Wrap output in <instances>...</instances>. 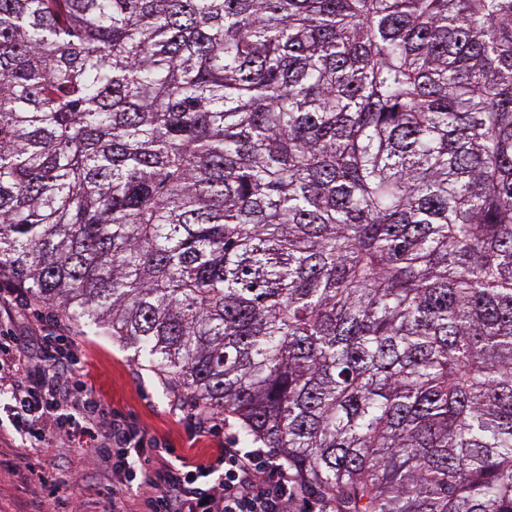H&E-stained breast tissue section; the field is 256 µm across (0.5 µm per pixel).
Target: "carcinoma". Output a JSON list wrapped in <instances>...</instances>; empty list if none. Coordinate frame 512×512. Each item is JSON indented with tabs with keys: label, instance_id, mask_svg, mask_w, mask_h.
Listing matches in <instances>:
<instances>
[{
	"label": "carcinoma",
	"instance_id": "carcinoma-1",
	"mask_svg": "<svg viewBox=\"0 0 512 512\" xmlns=\"http://www.w3.org/2000/svg\"><path fill=\"white\" fill-rule=\"evenodd\" d=\"M328 512H512V0H0V278Z\"/></svg>",
	"mask_w": 512,
	"mask_h": 512
}]
</instances>
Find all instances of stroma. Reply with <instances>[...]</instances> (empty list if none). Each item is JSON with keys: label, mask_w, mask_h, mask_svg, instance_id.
I'll return each mask as SVG.
<instances>
[{"label": "stroma", "mask_w": 512, "mask_h": 512, "mask_svg": "<svg viewBox=\"0 0 512 512\" xmlns=\"http://www.w3.org/2000/svg\"><path fill=\"white\" fill-rule=\"evenodd\" d=\"M62 326L82 355L86 381L102 402L133 416L151 435L169 443L189 461L223 447L226 439H241L240 428L231 419L225 421L220 435L190 429L189 409L174 404L147 362L135 360L133 350L112 340L105 330L91 331L67 320ZM18 454L14 442L0 443V512H29L32 486L5 465ZM41 462L60 476L70 471L85 474V484L60 483L56 497L62 501L80 503L88 494V486L102 480L91 453L82 448L49 449Z\"/></svg>", "instance_id": "1"}]
</instances>
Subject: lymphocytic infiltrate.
<instances>
[{
    "label": "lymphocytic infiltrate",
    "instance_id": "1",
    "mask_svg": "<svg viewBox=\"0 0 512 512\" xmlns=\"http://www.w3.org/2000/svg\"><path fill=\"white\" fill-rule=\"evenodd\" d=\"M0 394L9 425L26 450L15 464L28 482L54 494L58 479L43 468L49 448H86L113 494L133 497L135 512H307L281 457L261 448H221L193 463L117 411L105 408L84 379L64 336L22 342L0 325Z\"/></svg>",
    "mask_w": 512,
    "mask_h": 512
}]
</instances>
